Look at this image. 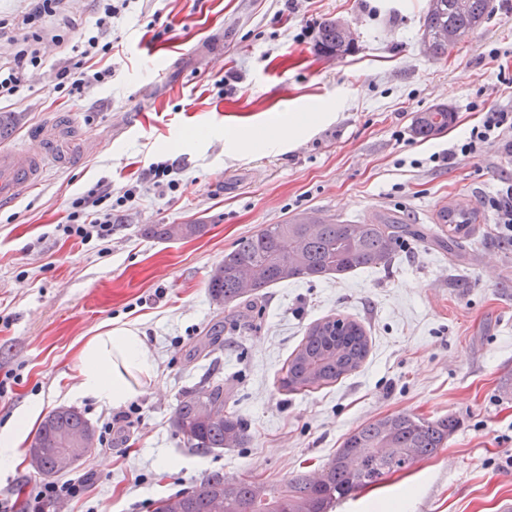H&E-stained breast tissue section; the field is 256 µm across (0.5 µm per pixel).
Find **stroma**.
I'll return each instance as SVG.
<instances>
[{"label": "stroma", "instance_id": "obj_1", "mask_svg": "<svg viewBox=\"0 0 512 512\" xmlns=\"http://www.w3.org/2000/svg\"><path fill=\"white\" fill-rule=\"evenodd\" d=\"M427 0H131L113 19L112 76L83 93L53 90V73L93 33L97 0H61L37 31L25 0H0L8 28L0 64L37 35L40 81L0 104L19 124L0 144L29 146L32 127L75 112L79 131L60 151L72 167L50 168L41 185L0 206V426L27 408L79 410L98 437L57 482L84 481L77 497L35 508L40 477L15 450L0 488L18 492L17 512H154L156 502L215 470L271 484L313 471L365 422L407 413L453 416L447 447L334 512H512V237L486 200L512 185V157L496 145L451 165L435 154L463 140L483 112L512 103V0H490L488 20L449 52L428 56L420 40ZM341 19L352 48L317 49L309 23ZM223 55L224 66L210 60ZM449 108L448 130L426 139L417 113ZM294 112L307 132L271 150L234 151L228 128L252 133ZM179 168L175 190L158 192L150 164ZM98 184L115 199L108 240L59 232L70 204ZM136 188L132 201L126 189ZM469 204L478 229L463 256L431 241L402 244L384 267L262 289L228 307L207 283L245 236L308 212L347 224L381 214L435 229L442 206ZM150 224H200L188 239L145 237ZM344 315L370 341L362 366L307 392L282 390L288 359L317 320ZM133 322L155 377L123 408L71 393L81 344L108 322ZM223 381L227 406L249 442L201 454L174 425L181 395ZM129 422L113 423L117 411Z\"/></svg>", "mask_w": 512, "mask_h": 512}]
</instances>
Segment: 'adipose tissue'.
Masks as SVG:
<instances>
[{
	"mask_svg": "<svg viewBox=\"0 0 512 512\" xmlns=\"http://www.w3.org/2000/svg\"><path fill=\"white\" fill-rule=\"evenodd\" d=\"M309 122L308 113L296 112L262 136L233 129L226 130L225 136L243 151L282 146L295 141ZM78 359L73 394L115 407L137 396L143 384L155 373L154 360L144 336L136 324L129 322L103 325L81 346Z\"/></svg>",
	"mask_w": 512,
	"mask_h": 512,
	"instance_id": "ef3b65f1",
	"label": "adipose tissue"
}]
</instances>
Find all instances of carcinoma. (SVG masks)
<instances>
[{
  "instance_id": "cac0c4a2",
  "label": "carcinoma",
  "mask_w": 512,
  "mask_h": 512,
  "mask_svg": "<svg viewBox=\"0 0 512 512\" xmlns=\"http://www.w3.org/2000/svg\"><path fill=\"white\" fill-rule=\"evenodd\" d=\"M490 0H428L423 18L422 43L433 57L448 55L450 44L442 33L452 31L461 41L489 16ZM351 34L339 21L323 24L319 51L340 56L349 51ZM453 115L439 105L416 117L413 133L427 138L443 133ZM475 211L461 205H445L436 223L448 228V250H462L465 239L475 233ZM203 224H151L144 234L158 240H176L200 235ZM403 236L425 238V232L394 217H381L364 224H340L320 219L316 224L298 220L269 224L243 237L212 273L208 293L218 306L233 303L271 285L295 279H320L358 269L387 265ZM369 338L363 326L342 315L311 324L301 344L288 361L281 387L300 392L335 383L361 367L369 354ZM224 384L207 380L185 392L175 409L174 425L188 447L202 452L241 447L249 435L243 420L226 409ZM91 424L72 407H58L41 422L34 441L42 445L38 472L57 474L61 440L75 436ZM458 421L453 416L428 420L398 413L371 420L352 431L318 475H296L279 484L247 478H229L210 473L192 490L160 499L155 512H331L340 501L376 485L384 477L429 458L448 445ZM379 448H396L392 457Z\"/></svg>"
}]
</instances>
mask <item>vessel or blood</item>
<instances>
[{"instance_id": "b4317fda", "label": "vessel or blood", "mask_w": 512, "mask_h": 512, "mask_svg": "<svg viewBox=\"0 0 512 512\" xmlns=\"http://www.w3.org/2000/svg\"><path fill=\"white\" fill-rule=\"evenodd\" d=\"M35 138L41 142V149L0 148V203L15 202L40 185L49 165L64 162L52 126H44Z\"/></svg>"}]
</instances>
